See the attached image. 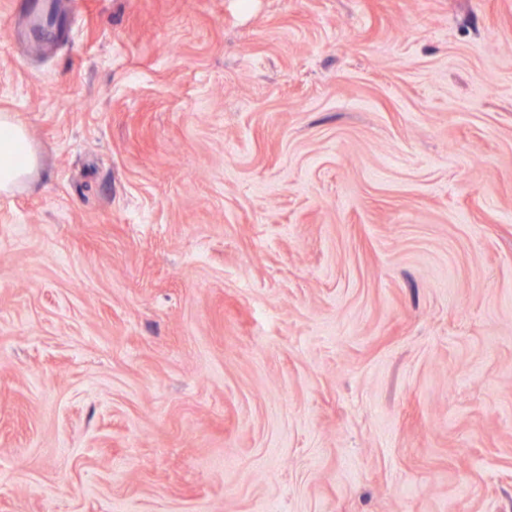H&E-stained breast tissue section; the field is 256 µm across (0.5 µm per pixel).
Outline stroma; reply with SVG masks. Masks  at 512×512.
<instances>
[{"instance_id":"stroma-1","label":"stroma","mask_w":512,"mask_h":512,"mask_svg":"<svg viewBox=\"0 0 512 512\" xmlns=\"http://www.w3.org/2000/svg\"><path fill=\"white\" fill-rule=\"evenodd\" d=\"M0 0V512H512V0ZM37 167L26 127L11 112L0 113V193L19 190Z\"/></svg>"}]
</instances>
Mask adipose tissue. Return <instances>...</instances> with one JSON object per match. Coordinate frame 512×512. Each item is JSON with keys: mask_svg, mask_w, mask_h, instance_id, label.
Wrapping results in <instances>:
<instances>
[{"mask_svg": "<svg viewBox=\"0 0 512 512\" xmlns=\"http://www.w3.org/2000/svg\"><path fill=\"white\" fill-rule=\"evenodd\" d=\"M37 167L25 126L10 112L0 113V193L19 190Z\"/></svg>", "mask_w": 512, "mask_h": 512, "instance_id": "ef3b65f1", "label": "adipose tissue"}]
</instances>
